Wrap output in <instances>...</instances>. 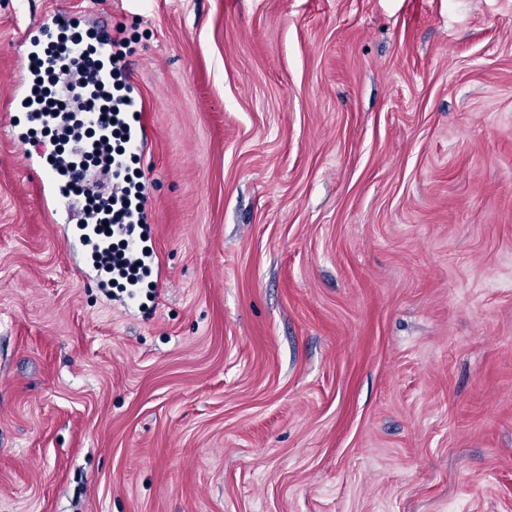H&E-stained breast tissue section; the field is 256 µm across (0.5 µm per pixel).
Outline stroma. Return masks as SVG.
I'll return each mask as SVG.
<instances>
[{
	"mask_svg": "<svg viewBox=\"0 0 512 512\" xmlns=\"http://www.w3.org/2000/svg\"><path fill=\"white\" fill-rule=\"evenodd\" d=\"M59 12L153 130L133 304L10 133ZM0 512H512V0H0ZM64 16L55 14L51 20V26L47 27L40 24L36 33L28 34L25 39V53L28 54V58H31L37 50L42 51L43 61L46 62L47 55L45 50L47 45H50L54 41L56 31L61 29V21L64 20Z\"/></svg>",
	"mask_w": 512,
	"mask_h": 512,
	"instance_id": "1",
	"label": "stroma"
}]
</instances>
